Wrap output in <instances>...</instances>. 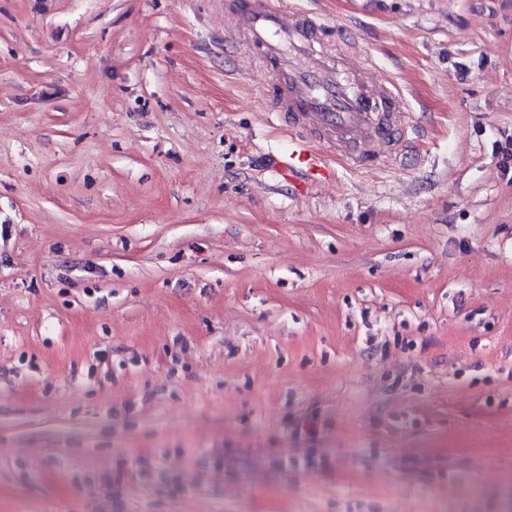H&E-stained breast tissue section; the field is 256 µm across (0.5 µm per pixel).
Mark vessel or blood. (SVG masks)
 <instances>
[{
    "label": "vessel or blood",
    "instance_id": "1",
    "mask_svg": "<svg viewBox=\"0 0 512 512\" xmlns=\"http://www.w3.org/2000/svg\"><path fill=\"white\" fill-rule=\"evenodd\" d=\"M224 25L265 75L264 106L294 141L284 169L318 182L332 157L377 168L407 148L413 127L396 84L373 79L355 48L327 42L320 16L278 0H224Z\"/></svg>",
    "mask_w": 512,
    "mask_h": 512
}]
</instances>
